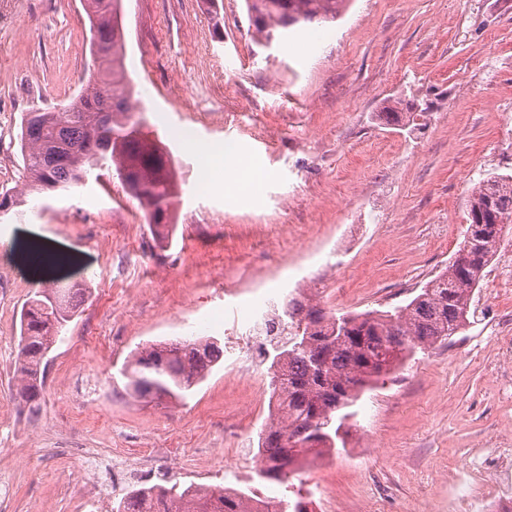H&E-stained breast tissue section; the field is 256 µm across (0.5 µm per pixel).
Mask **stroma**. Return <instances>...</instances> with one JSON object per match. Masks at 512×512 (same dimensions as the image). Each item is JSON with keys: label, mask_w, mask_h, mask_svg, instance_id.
Returning <instances> with one entry per match:
<instances>
[{"label": "stroma", "mask_w": 512, "mask_h": 512, "mask_svg": "<svg viewBox=\"0 0 512 512\" xmlns=\"http://www.w3.org/2000/svg\"><path fill=\"white\" fill-rule=\"evenodd\" d=\"M122 13L132 100L174 160L173 242L115 177L0 218V403L24 302L82 288L47 357L39 416L0 424L15 488L0 512H80L91 479L73 448H151L155 474L222 483L225 432L253 451L269 422L246 414L249 379L220 366L186 401L150 402L120 374L130 353L211 316L209 337L223 339L261 286L336 314L403 304L454 257L474 183L512 174V0H350L269 48L245 0H122ZM88 40L81 0H0V192L23 181L24 113L64 108L88 80ZM480 61L495 83L475 76ZM414 99L432 105L422 129L376 121ZM188 138L239 143L251 190H201ZM39 247L65 264H33ZM509 336L512 284L486 289L461 332L365 391L344 452L302 468L312 512H465L466 487L484 512H512Z\"/></svg>", "instance_id": "35a3bbf8"}]
</instances>
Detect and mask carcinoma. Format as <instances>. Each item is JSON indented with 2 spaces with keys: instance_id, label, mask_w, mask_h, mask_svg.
Here are the masks:
<instances>
[{
  "instance_id": "cac0c4a2",
  "label": "carcinoma",
  "mask_w": 512,
  "mask_h": 512,
  "mask_svg": "<svg viewBox=\"0 0 512 512\" xmlns=\"http://www.w3.org/2000/svg\"><path fill=\"white\" fill-rule=\"evenodd\" d=\"M348 0H246L258 43L288 39L292 28L314 21H334ZM119 0H87L92 34L91 53L108 74L86 87L60 112H27L22 118L20 146L24 184L0 211L48 192L70 190L88 172L103 164L114 167L127 191L138 200L146 222L157 229L172 223L171 207L178 196L170 153L150 133L142 113L129 101L122 66L125 33ZM385 124L415 123V113L395 107L377 114ZM464 239L440 274L413 298L388 311L337 316L312 300L291 298L280 325L289 338L276 347L269 388L283 417L260 434L262 464L256 480H275L294 498H270L266 512H309L308 502L294 490L303 462L334 453L340 431L356 415L353 407L371 382L392 372L405 359L456 335L469 323L472 296L497 244L512 223V175L490 174L471 188ZM74 292L69 288L41 291L20 315L12 398L38 414L43 391L41 364L62 340ZM224 357L208 339H182L151 345L127 359L123 374L141 398H182L204 381ZM253 491L230 492L222 485L203 488L177 483L154 497L138 492L113 512H253Z\"/></svg>"
}]
</instances>
